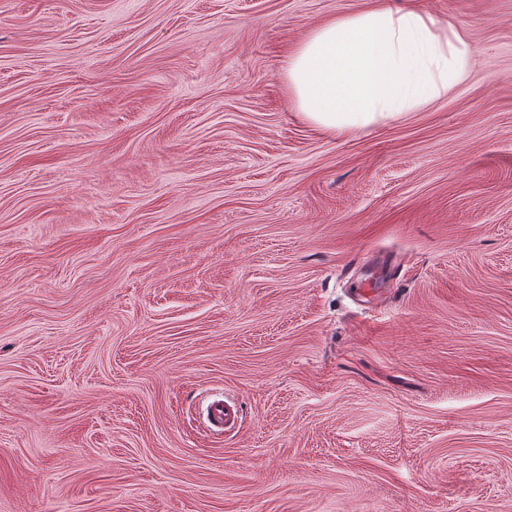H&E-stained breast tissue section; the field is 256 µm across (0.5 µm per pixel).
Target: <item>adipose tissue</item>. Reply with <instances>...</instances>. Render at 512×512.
<instances>
[{
	"instance_id": "ef3b65f1",
	"label": "adipose tissue",
	"mask_w": 512,
	"mask_h": 512,
	"mask_svg": "<svg viewBox=\"0 0 512 512\" xmlns=\"http://www.w3.org/2000/svg\"><path fill=\"white\" fill-rule=\"evenodd\" d=\"M473 57L452 25L382 4L312 28L290 50L286 73L298 112L333 133L421 110L469 76Z\"/></svg>"
}]
</instances>
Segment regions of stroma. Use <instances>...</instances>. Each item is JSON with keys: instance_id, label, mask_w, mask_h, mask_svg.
Returning <instances> with one entry per match:
<instances>
[{"instance_id": "35a3bbf8", "label": "stroma", "mask_w": 512, "mask_h": 512, "mask_svg": "<svg viewBox=\"0 0 512 512\" xmlns=\"http://www.w3.org/2000/svg\"><path fill=\"white\" fill-rule=\"evenodd\" d=\"M375 2L0 0V512H512V0H388L471 74L335 135ZM473 57L452 25L381 4L312 28L290 50L286 73L298 112L336 133L421 110L469 76Z\"/></svg>"}]
</instances>
